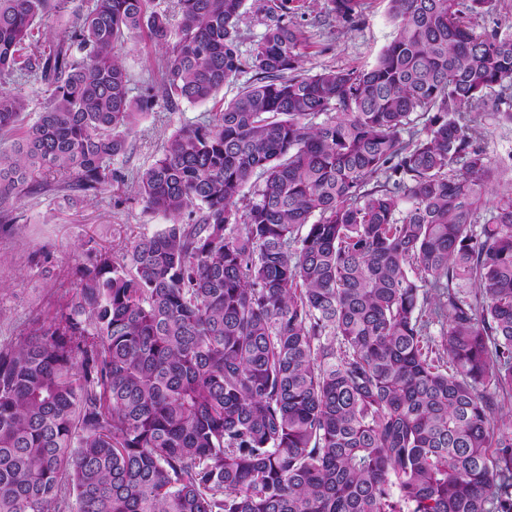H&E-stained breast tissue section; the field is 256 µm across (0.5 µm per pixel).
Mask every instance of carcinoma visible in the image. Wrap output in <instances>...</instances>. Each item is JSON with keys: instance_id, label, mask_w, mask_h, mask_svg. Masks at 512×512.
<instances>
[{"instance_id": "1", "label": "carcinoma", "mask_w": 512, "mask_h": 512, "mask_svg": "<svg viewBox=\"0 0 512 512\" xmlns=\"http://www.w3.org/2000/svg\"><path fill=\"white\" fill-rule=\"evenodd\" d=\"M150 2L0 0V130L29 106L2 85L42 98L0 155L6 224L32 191L124 182L157 104L131 96L128 38L165 49L169 106L253 72L139 175L169 225L98 251L0 350V512H512V187L478 223L502 166L472 116L498 87L512 123V28L476 23L495 0H388L375 65L313 75L294 0L247 63L245 0H174L175 32Z\"/></svg>"}]
</instances>
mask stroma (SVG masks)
Returning a JSON list of instances; mask_svg holds the SVG:
<instances>
[{"mask_svg":"<svg viewBox=\"0 0 512 512\" xmlns=\"http://www.w3.org/2000/svg\"><path fill=\"white\" fill-rule=\"evenodd\" d=\"M300 3L294 20L306 37L302 52L307 74L371 68L394 35L387 0H364L360 17L350 26L327 19V0ZM162 55L142 37L128 41L123 62L132 96L158 89ZM214 109L210 102L155 107L142 119L126 153L112 162L124 174V185L74 203L52 192L28 195L14 211V223H0V349L19 345L70 303L77 269L90 265L93 250L118 253L140 235L166 227L165 217L147 211L139 201L137 176L183 124L205 120ZM478 120L486 153L495 160L511 156L512 123L503 121L491 105L481 109Z\"/></svg>","mask_w":512,"mask_h":512,"instance_id":"1","label":"stroma"}]
</instances>
